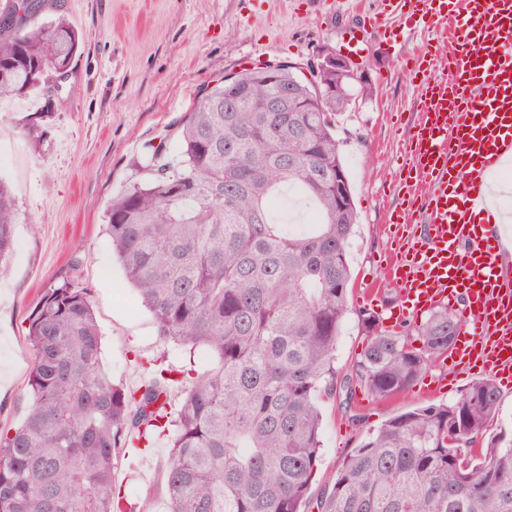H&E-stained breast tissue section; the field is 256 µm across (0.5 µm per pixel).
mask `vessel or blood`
I'll return each mask as SVG.
<instances>
[{"label":"vessel or blood","mask_w":512,"mask_h":512,"mask_svg":"<svg viewBox=\"0 0 512 512\" xmlns=\"http://www.w3.org/2000/svg\"><path fill=\"white\" fill-rule=\"evenodd\" d=\"M406 25L434 29L446 56L413 59L418 121L401 165L403 215L423 237L394 233L380 267L399 288L389 325L464 301L472 316L448 351L451 366L512 378V226L490 202L491 174L512 160V0H388Z\"/></svg>","instance_id":"vessel-or-blood-1"}]
</instances>
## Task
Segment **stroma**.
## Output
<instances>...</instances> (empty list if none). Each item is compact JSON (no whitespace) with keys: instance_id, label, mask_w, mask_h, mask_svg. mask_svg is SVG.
I'll return each mask as SVG.
<instances>
[{"instance_id":"obj_1","label":"stroma","mask_w":512,"mask_h":512,"mask_svg":"<svg viewBox=\"0 0 512 512\" xmlns=\"http://www.w3.org/2000/svg\"><path fill=\"white\" fill-rule=\"evenodd\" d=\"M42 20L57 14L85 36L69 76L47 94L0 100V179L17 209L16 247L0 271V425H15L30 402L34 353L28 317L43 293L68 276L88 289L102 332V366L126 386L142 376L140 361L165 357L174 366L208 368L207 357L160 343L152 316L127 284L105 233L103 215L113 197L146 176L152 144L186 112L199 90L218 77L258 63L306 66L320 48L341 47L348 26L379 11L383 0H50ZM434 43L424 28L392 20L370 35L356 73L374 88L339 118L337 136L358 212L349 249L353 280L349 307L336 345L338 378L351 376L365 334L362 291L376 284L373 307L387 318L398 301L396 285L377 261L389 243L388 220L400 200L395 185L416 115L418 83L405 65ZM37 140H30L29 128ZM346 390L317 401L321 448L302 512L335 479L367 430L428 404L416 391L379 398L366 395L356 410ZM363 420L351 424V413ZM170 448L122 458L115 471L129 503L152 502L167 512L162 472Z\"/></svg>"}]
</instances>
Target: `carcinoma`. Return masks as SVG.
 I'll use <instances>...</instances> for the list:
<instances>
[{"mask_svg":"<svg viewBox=\"0 0 512 512\" xmlns=\"http://www.w3.org/2000/svg\"><path fill=\"white\" fill-rule=\"evenodd\" d=\"M44 0L0 8V99L39 94L65 74L82 35ZM276 72L277 80L269 79ZM329 93L328 77L262 63L198 93L194 109L151 149L149 177L105 214L127 281L157 336L212 354L188 381L151 363L134 387L100 365L88 289L50 286L28 317L35 360L23 421L0 427V512H132L114 470L129 448L171 437L167 512H301L321 446L317 397L336 391V344L348 312L357 212L336 119L369 84ZM298 92L294 119L265 112L276 88ZM177 144L170 155L169 141ZM300 188L313 231L274 222L276 194ZM15 200L0 180V264L14 252ZM365 346L353 382L404 394L448 353L462 315L440 306L400 332L361 313ZM420 346H414V342ZM188 383L175 408L171 389ZM500 390L473 382L370 430L317 500L318 512H512V436L494 431Z\"/></svg>","mask_w":512,"mask_h":512,"instance_id":"carcinoma-1","label":"carcinoma"}]
</instances>
